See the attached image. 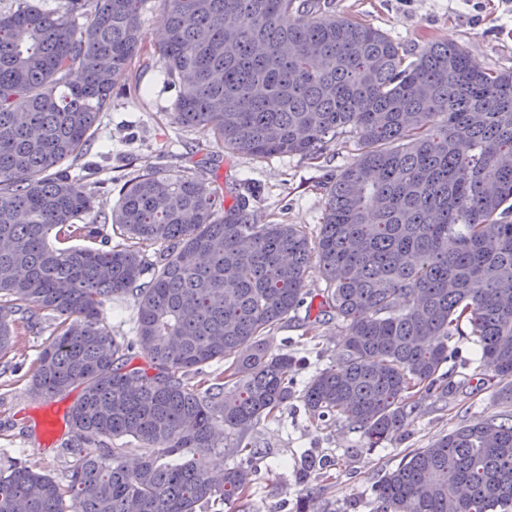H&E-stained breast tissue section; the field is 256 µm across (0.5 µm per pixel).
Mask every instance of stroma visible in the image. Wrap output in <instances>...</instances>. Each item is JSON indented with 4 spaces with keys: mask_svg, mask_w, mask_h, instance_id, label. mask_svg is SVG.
Wrapping results in <instances>:
<instances>
[{
    "mask_svg": "<svg viewBox=\"0 0 512 512\" xmlns=\"http://www.w3.org/2000/svg\"><path fill=\"white\" fill-rule=\"evenodd\" d=\"M320 10L382 30L399 42L409 60L427 41H448L463 45L480 69L512 71V0H320ZM138 85L135 91L114 90L87 150L64 165L94 197L95 216L110 213L118 198L117 179L128 180L152 168L217 181L225 204L246 197L258 223L298 224L316 232L324 212L323 183L357 158L354 133L338 132L317 160L230 156L207 132L174 122L181 89L171 83L161 62L142 73ZM197 143L204 150L195 154L191 147ZM306 287L309 317L281 323L266 341L272 351L325 367L335 361L344 330L341 321L320 313L326 283L318 272H310ZM103 317L112 336L121 341L134 338L137 313L131 296L112 297ZM49 338V325H37L0 360V468L19 454L34 470L61 481L71 465L61 452L68 437L67 416L79 392L31 396L30 378ZM449 345L456 357L444 369L456 392L444 401L423 402L402 440L366 449L359 430L332 417L314 420L297 397L274 417L261 420L249 434L266 452L257 465L259 512H295L298 497L309 492L329 501L335 512H374L373 482L395 469L407 453L428 447L471 418L512 415V405L498 400L494 382L480 380L478 346L468 338L451 339ZM49 411L58 418L51 440L44 439L40 429ZM310 458L332 462L330 480L316 470L303 473Z\"/></svg>",
    "mask_w": 512,
    "mask_h": 512,
    "instance_id": "obj_1",
    "label": "stroma"
}]
</instances>
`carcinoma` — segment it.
Instances as JSON below:
<instances>
[{
	"mask_svg": "<svg viewBox=\"0 0 512 512\" xmlns=\"http://www.w3.org/2000/svg\"><path fill=\"white\" fill-rule=\"evenodd\" d=\"M146 2L0 14V359L51 316L31 391L82 387L67 479L13 462L0 512H256L265 452L247 433L297 386L294 356L265 335L304 305L312 268L345 337L302 389L309 414L348 422L369 448L396 439L421 399L454 392L441 368L455 336L473 338L512 404V71L477 69L440 41L405 65L389 35L315 17L313 0H162L166 36L148 48ZM155 58L184 89L176 123L226 153L316 160L356 131L357 160L326 185L315 237L256 223L211 182L149 170L104 217L121 242L66 246L100 231L75 223L94 199L61 165L89 146L133 62ZM120 294L137 309L126 343L102 317ZM136 347L148 368L128 367ZM126 436L145 449L134 467L112 446ZM218 448L238 457L220 484L207 464ZM371 491L375 512H512V417L461 424Z\"/></svg>",
	"mask_w": 512,
	"mask_h": 512,
	"instance_id": "cac0c4a2",
	"label": "carcinoma"
}]
</instances>
